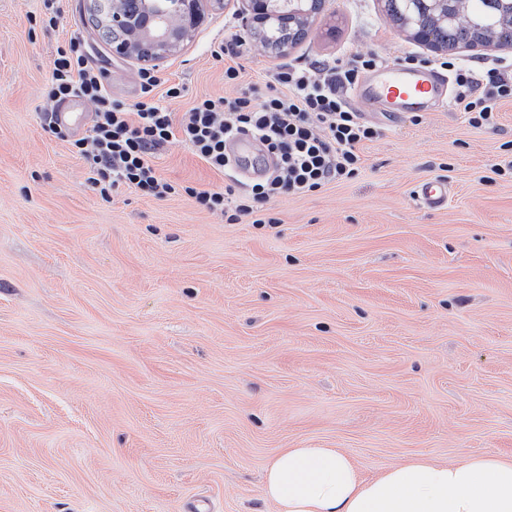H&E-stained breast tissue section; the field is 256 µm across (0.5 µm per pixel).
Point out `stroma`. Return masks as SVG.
Wrapping results in <instances>:
<instances>
[{"mask_svg":"<svg viewBox=\"0 0 512 512\" xmlns=\"http://www.w3.org/2000/svg\"><path fill=\"white\" fill-rule=\"evenodd\" d=\"M89 0L30 32L39 0H0V512H275L262 473L283 448H339L365 477L426 455L512 457V103L475 129L455 103L397 122L353 180L272 202L277 221L225 223L193 199L127 188L103 199L40 92L58 40L138 98ZM157 63L169 105L233 97L217 44L239 33L246 79L282 62L391 58L416 42L379 0H326L286 54L265 53L238 0L202 5ZM172 183L224 178L185 145ZM446 178L429 211L414 185Z\"/></svg>","mask_w":512,"mask_h":512,"instance_id":"35a3bbf8","label":"stroma"}]
</instances>
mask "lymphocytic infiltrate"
Returning a JSON list of instances; mask_svg holds the SVG:
<instances>
[{
  "instance_id": "f902f5d3",
  "label": "lymphocytic infiltrate",
  "mask_w": 512,
  "mask_h": 512,
  "mask_svg": "<svg viewBox=\"0 0 512 512\" xmlns=\"http://www.w3.org/2000/svg\"><path fill=\"white\" fill-rule=\"evenodd\" d=\"M241 47V39L233 37L216 51L217 56L233 57V65L224 69V82L238 87V94L197 97L187 112L178 115L168 103L185 96L182 83L163 84L155 70L142 69L137 101L114 100L106 71L91 62L85 46L73 37L61 40L42 91L44 105L55 109L80 100L90 106L92 122L79 137L54 122L48 131L69 144L103 198L124 186L155 199L192 198L203 209L223 215L229 224L245 217L254 224L273 223L268 208L273 200L303 196L361 172V149L378 139L382 130L351 106L348 93L365 72L385 59L358 52L341 63H283L259 88L244 80L245 68L237 62ZM439 66L450 74L455 103L469 125L476 129L495 125L501 105L512 101V73L452 58L442 59ZM243 133L261 141L270 166L241 191L225 143ZM170 143L187 145L210 170L224 175L223 190L162 179L156 158L159 149Z\"/></svg>"
}]
</instances>
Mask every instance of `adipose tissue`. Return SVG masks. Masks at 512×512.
<instances>
[{
    "label": "adipose tissue",
    "instance_id": "obj_1",
    "mask_svg": "<svg viewBox=\"0 0 512 512\" xmlns=\"http://www.w3.org/2000/svg\"><path fill=\"white\" fill-rule=\"evenodd\" d=\"M262 493L277 512H512V458L416 455L368 479L340 449L284 448L264 468Z\"/></svg>",
    "mask_w": 512,
    "mask_h": 512
}]
</instances>
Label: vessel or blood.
<instances>
[{
  "label": "vessel or blood",
  "instance_id": "1",
  "mask_svg": "<svg viewBox=\"0 0 512 512\" xmlns=\"http://www.w3.org/2000/svg\"><path fill=\"white\" fill-rule=\"evenodd\" d=\"M449 93L448 76L435 68H409L389 62L367 74L353 97L362 107L375 105L381 111L404 115L437 111L447 104ZM54 119L76 133L85 132L91 123L89 113L75 111L70 103L59 107ZM226 150L235 159L242 178L252 179L263 174V167L253 161L262 146L252 136L239 135L230 139ZM449 195L447 180L439 178L419 181L413 190L418 205L430 210L445 208Z\"/></svg>",
  "mask_w": 512,
  "mask_h": 512
}]
</instances>
